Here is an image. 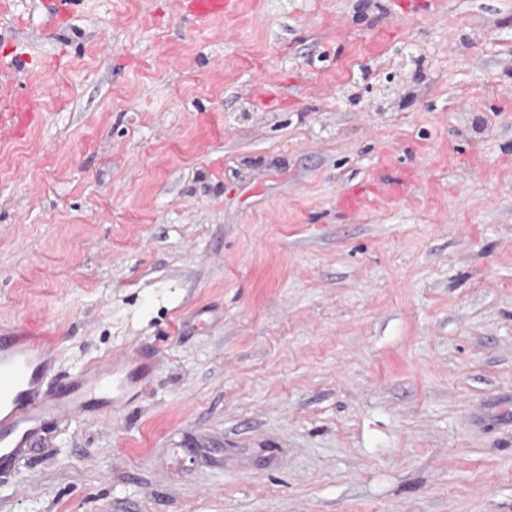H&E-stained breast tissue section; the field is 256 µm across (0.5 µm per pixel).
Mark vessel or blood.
Returning <instances> with one entry per match:
<instances>
[{
	"mask_svg": "<svg viewBox=\"0 0 512 512\" xmlns=\"http://www.w3.org/2000/svg\"><path fill=\"white\" fill-rule=\"evenodd\" d=\"M183 9L200 20L222 15L224 0H184ZM20 64L0 63V96L12 98V122L9 132L21 136L32 122L23 98L13 95ZM408 180L407 172L387 164L379 168L370 182L347 189L337 196L336 204L346 213L369 208L376 201L400 195ZM55 360L46 350V341L18 331L0 332V472L10 471L26 448L39 437L46 419L62 414L89 415L111 409L115 387H128L134 379L145 378L151 361L145 355L118 356L105 366L86 369L65 377L56 390L46 383L53 377Z\"/></svg>",
	"mask_w": 512,
	"mask_h": 512,
	"instance_id": "b4317fda",
	"label": "vessel or blood"
}]
</instances>
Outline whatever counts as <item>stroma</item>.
Wrapping results in <instances>:
<instances>
[{
    "label": "stroma",
    "mask_w": 512,
    "mask_h": 512,
    "mask_svg": "<svg viewBox=\"0 0 512 512\" xmlns=\"http://www.w3.org/2000/svg\"><path fill=\"white\" fill-rule=\"evenodd\" d=\"M42 0L0 16V328L59 376L0 512H512V0ZM411 177L340 212L385 155ZM228 1L223 0H187L182 2L183 9L195 16L198 20H209L212 17L222 15ZM26 101L19 97L13 96L12 107L14 112L11 113L12 122L9 132L13 137L21 136L32 122V112H28Z\"/></svg>",
    "instance_id": "1"
}]
</instances>
